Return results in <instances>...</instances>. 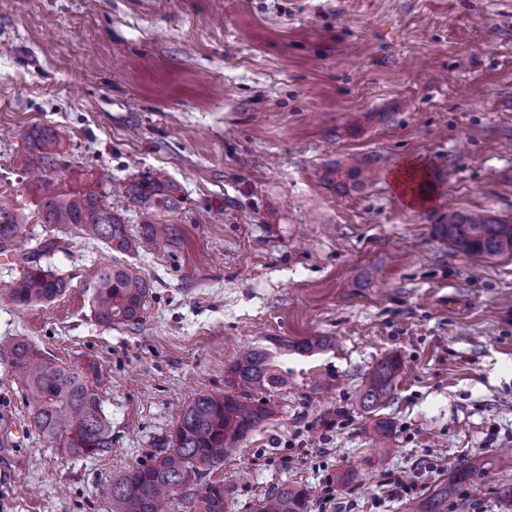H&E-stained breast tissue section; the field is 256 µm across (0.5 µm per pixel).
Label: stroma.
Here are the masks:
<instances>
[{
  "label": "stroma",
  "instance_id": "1",
  "mask_svg": "<svg viewBox=\"0 0 512 512\" xmlns=\"http://www.w3.org/2000/svg\"><path fill=\"white\" fill-rule=\"evenodd\" d=\"M34 126L63 136L61 167L38 183L13 164ZM352 154L387 166L343 195L330 172ZM408 164L433 183L414 204L391 184ZM157 168L182 198L172 251L82 240L42 259L68 292L25 308L7 299L18 270L0 257V343L27 339L84 372L112 422L107 453L62 456L0 356V512H111L113 478L156 451L194 394L228 392L244 349L315 336L334 347L290 356L271 419L202 477L224 483L229 512L285 481L310 512H403L458 457L485 469L448 512H512L499 495L512 485L499 462L512 257L473 258L433 232L452 207L512 220V0H0V192L30 229L43 231L44 184L106 194L138 226L121 189ZM107 262L151 281L144 330L92 316ZM391 355L393 397L366 412L359 392Z\"/></svg>",
  "mask_w": 512,
  "mask_h": 512
}]
</instances>
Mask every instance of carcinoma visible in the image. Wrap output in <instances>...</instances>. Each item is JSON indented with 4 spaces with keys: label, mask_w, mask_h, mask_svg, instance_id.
Here are the masks:
<instances>
[{
    "label": "carcinoma",
    "mask_w": 512,
    "mask_h": 512,
    "mask_svg": "<svg viewBox=\"0 0 512 512\" xmlns=\"http://www.w3.org/2000/svg\"><path fill=\"white\" fill-rule=\"evenodd\" d=\"M25 147L14 163L27 173L35 168L53 169L60 157L62 142L58 131L35 126L23 135ZM376 162L357 154L336 164L332 180L341 193L363 190L375 175ZM178 186L164 169L124 187V195L144 210L160 212L166 218L145 219L132 232L124 218L112 211L95 192L51 193L41 196L40 224L51 234L26 251L24 236L28 215L6 193H0V256L17 255L19 276L9 289L11 302L20 307L50 303L70 288L64 275L43 266V255L65 252L69 235L103 242L111 250L132 253L147 247L167 253L181 238L173 216L181 209ZM435 234L448 240L456 251L477 258L512 254V223L487 212L448 211V223L435 226ZM151 284L138 271L106 264L99 269L92 293V314L106 327L122 326L132 332L144 324L143 314ZM323 337L302 341L270 339V345L249 349L229 368L236 382L250 391L274 392L288 382V370L281 366L290 355L312 356L330 348ZM11 367L34 396L31 419L38 433L56 450L69 457L96 456L112 447V423L103 400L86 377L65 369L39 353L24 338L7 347ZM400 370L397 358L390 357L371 372L359 398L361 407L372 411L388 401ZM273 415L268 404L247 394L200 393L184 407L167 439V447L150 455V460L132 467L112 480V512H165L164 505L184 488L197 482L203 472L224 464L235 455L249 434ZM452 479L429 488L407 504L406 512H448V499L457 489L474 480L482 467L475 459L451 463ZM230 498L224 483L201 486L195 496V512H226ZM306 493L288 483L272 486L256 500L253 512H308Z\"/></svg>",
    "instance_id": "obj_1"
}]
</instances>
